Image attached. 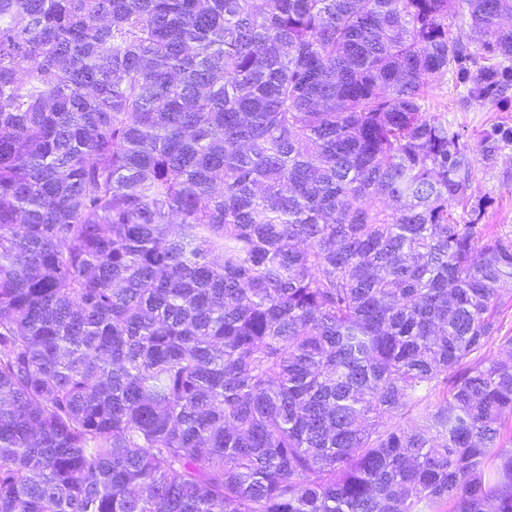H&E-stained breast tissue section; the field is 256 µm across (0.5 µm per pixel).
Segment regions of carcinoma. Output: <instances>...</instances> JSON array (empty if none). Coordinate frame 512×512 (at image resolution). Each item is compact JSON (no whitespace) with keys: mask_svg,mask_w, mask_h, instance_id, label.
Segmentation results:
<instances>
[{"mask_svg":"<svg viewBox=\"0 0 512 512\" xmlns=\"http://www.w3.org/2000/svg\"><path fill=\"white\" fill-rule=\"evenodd\" d=\"M506 18L0 0V512H512ZM507 93L495 97L491 102H468L462 97L466 88L460 86V80L448 74L447 81L434 82L430 111L443 110L448 105V121L462 134V141L474 150L477 162L469 193L476 198L490 201L483 224L495 225L506 232L512 231V143L492 159L481 156L479 144L482 138L494 130L511 133L512 129V82L511 72L507 73Z\"/></svg>","mask_w":512,"mask_h":512,"instance_id":"cac0c4a2","label":"carcinoma"}]
</instances>
